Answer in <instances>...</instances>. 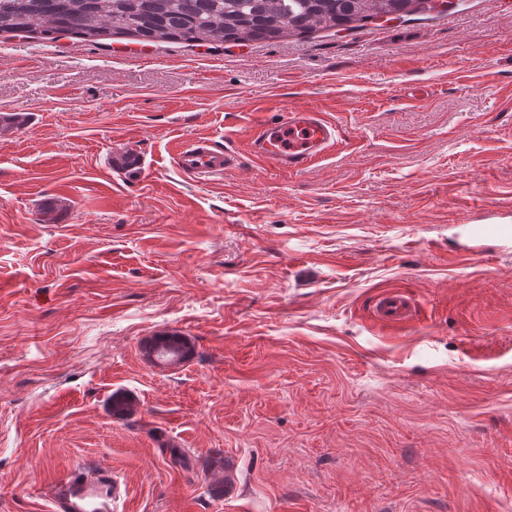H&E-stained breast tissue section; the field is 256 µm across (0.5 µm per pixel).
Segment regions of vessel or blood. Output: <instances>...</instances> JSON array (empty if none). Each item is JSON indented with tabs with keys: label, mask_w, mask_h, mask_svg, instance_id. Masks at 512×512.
Wrapping results in <instances>:
<instances>
[{
	"label": "vessel or blood",
	"mask_w": 512,
	"mask_h": 512,
	"mask_svg": "<svg viewBox=\"0 0 512 512\" xmlns=\"http://www.w3.org/2000/svg\"><path fill=\"white\" fill-rule=\"evenodd\" d=\"M338 143L335 125L317 110L287 111L277 123L264 125L248 137L245 154L219 147L208 137L176 143L173 160L184 174L197 179L223 175L239 164L242 156L279 169L306 167L324 157ZM416 304L409 294L381 296L374 313L386 323L410 318ZM51 512H115L123 495L112 470L96 464H82L46 489Z\"/></svg>",
	"instance_id": "1"
}]
</instances>
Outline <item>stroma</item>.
<instances>
[{"instance_id": "1", "label": "stroma", "mask_w": 512, "mask_h": 512, "mask_svg": "<svg viewBox=\"0 0 512 512\" xmlns=\"http://www.w3.org/2000/svg\"><path fill=\"white\" fill-rule=\"evenodd\" d=\"M302 108L341 141L308 168L173 161ZM7 114L0 512L89 461L123 512H512V0L236 46L6 34ZM400 291L417 316L381 323ZM163 334L191 355L151 361ZM239 153L228 152L208 137H198L176 143L173 160L184 174L197 179L221 176L239 164Z\"/></svg>"}]
</instances>
